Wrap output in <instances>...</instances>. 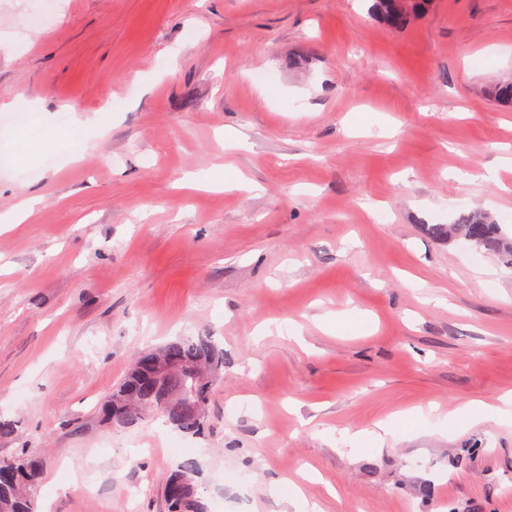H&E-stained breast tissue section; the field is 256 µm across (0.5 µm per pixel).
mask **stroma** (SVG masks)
Returning a JSON list of instances; mask_svg holds the SVG:
<instances>
[{"instance_id": "1", "label": "stroma", "mask_w": 512, "mask_h": 512, "mask_svg": "<svg viewBox=\"0 0 512 512\" xmlns=\"http://www.w3.org/2000/svg\"><path fill=\"white\" fill-rule=\"evenodd\" d=\"M371 4L0 0V458L40 457L37 512H168L188 458L209 512H512V424L415 417L512 392V269L427 230L512 237V0ZM201 334L202 436L103 421ZM435 237L464 240L476 250L497 256L512 269V237L509 238L488 215L481 212L461 213L452 224H435L430 228Z\"/></svg>"}]
</instances>
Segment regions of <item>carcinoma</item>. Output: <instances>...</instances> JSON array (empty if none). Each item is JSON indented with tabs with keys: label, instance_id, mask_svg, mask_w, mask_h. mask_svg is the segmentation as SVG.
Returning a JSON list of instances; mask_svg holds the SVG:
<instances>
[{
	"label": "carcinoma",
	"instance_id": "obj_1",
	"mask_svg": "<svg viewBox=\"0 0 512 512\" xmlns=\"http://www.w3.org/2000/svg\"><path fill=\"white\" fill-rule=\"evenodd\" d=\"M379 10L393 24L406 19L400 0H376ZM435 237L463 240L500 259L512 269V237L481 212L460 214L451 224L430 228ZM195 368L199 376L177 373L165 389L157 386V361ZM224 372V351L211 336H186L140 354L125 378L102 405L103 419L116 428H131L157 416L187 435H198L206 425L209 392ZM40 460L25 448L0 459V512H36ZM178 484L182 495L167 496L172 512H206L200 492L199 467L189 459L176 464L166 485Z\"/></svg>",
	"mask_w": 512,
	"mask_h": 512
}]
</instances>
